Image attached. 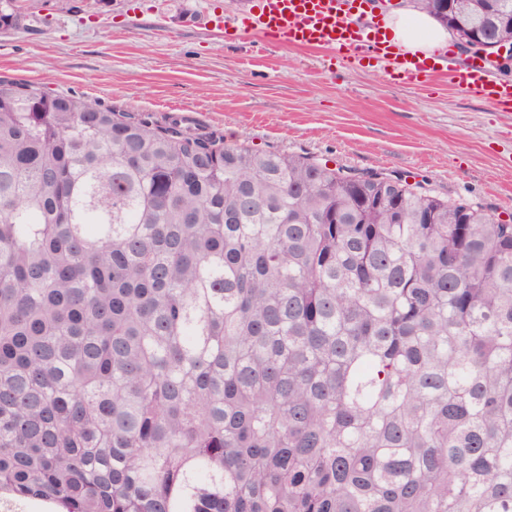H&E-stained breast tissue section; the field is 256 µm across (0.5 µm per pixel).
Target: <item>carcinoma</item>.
Returning <instances> with one entry per match:
<instances>
[{
    "instance_id": "carcinoma-1",
    "label": "carcinoma",
    "mask_w": 512,
    "mask_h": 512,
    "mask_svg": "<svg viewBox=\"0 0 512 512\" xmlns=\"http://www.w3.org/2000/svg\"><path fill=\"white\" fill-rule=\"evenodd\" d=\"M1 499L512 512V222L0 82Z\"/></svg>"
}]
</instances>
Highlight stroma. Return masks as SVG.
Returning a JSON list of instances; mask_svg holds the SVG:
<instances>
[{
  "label": "stroma",
  "mask_w": 512,
  "mask_h": 512,
  "mask_svg": "<svg viewBox=\"0 0 512 512\" xmlns=\"http://www.w3.org/2000/svg\"><path fill=\"white\" fill-rule=\"evenodd\" d=\"M256 0H26L0 29V80L98 101L225 142L396 172L512 215V107L440 80L412 85L349 54L227 38Z\"/></svg>",
  "instance_id": "obj_1"
}]
</instances>
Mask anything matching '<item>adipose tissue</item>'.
Returning <instances> with one entry per match:
<instances>
[{
	"instance_id": "ef3b65f1",
	"label": "adipose tissue",
	"mask_w": 512,
	"mask_h": 512,
	"mask_svg": "<svg viewBox=\"0 0 512 512\" xmlns=\"http://www.w3.org/2000/svg\"><path fill=\"white\" fill-rule=\"evenodd\" d=\"M377 23L394 50L423 58L432 57L454 39L448 27L416 8L412 0H402L398 12L379 17Z\"/></svg>"
}]
</instances>
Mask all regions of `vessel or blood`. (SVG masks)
Listing matches in <instances>:
<instances>
[{
  "mask_svg": "<svg viewBox=\"0 0 512 512\" xmlns=\"http://www.w3.org/2000/svg\"><path fill=\"white\" fill-rule=\"evenodd\" d=\"M258 43H284L310 49L352 51L357 58L391 69L412 84L433 82L441 76L491 104L512 102V84L488 85L483 66L471 64L465 71L448 72L418 56L390 57L388 47L377 36L367 35L359 16L344 8L342 0H261V8L251 25Z\"/></svg>",
  "mask_w": 512,
  "mask_h": 512,
  "instance_id": "1",
  "label": "vessel or blood"
}]
</instances>
